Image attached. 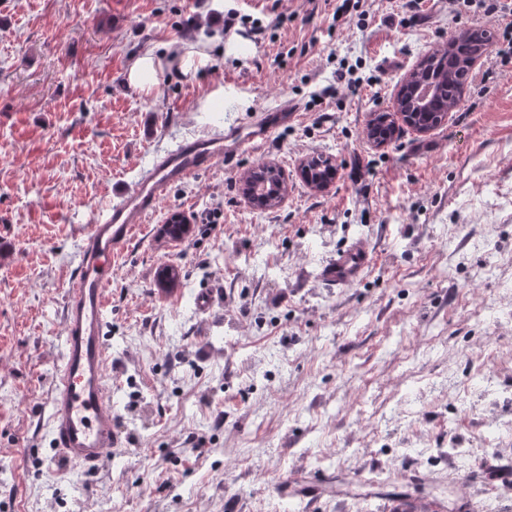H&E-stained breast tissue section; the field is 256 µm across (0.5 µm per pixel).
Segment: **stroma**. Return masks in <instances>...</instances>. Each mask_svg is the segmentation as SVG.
Returning a JSON list of instances; mask_svg holds the SVG:
<instances>
[{
	"label": "stroma",
	"mask_w": 512,
	"mask_h": 512,
	"mask_svg": "<svg viewBox=\"0 0 512 512\" xmlns=\"http://www.w3.org/2000/svg\"><path fill=\"white\" fill-rule=\"evenodd\" d=\"M365 8L359 25L326 0H0V512H305L278 493L300 466L348 486L314 512H460L464 480L480 507L512 512V482H482L512 464V445L484 440L487 416L512 414V64L489 46L438 127L383 147L366 136L425 55L512 14ZM231 12L264 38L225 29ZM149 49L172 62L148 98L125 73ZM202 51L212 65L183 70ZM343 56L365 83L319 98ZM286 100L297 124L173 187L113 261L121 443L98 471L65 462L45 407L79 227L159 150ZM316 157L338 169L322 192L299 171ZM269 162L288 196L256 210L241 177ZM175 213L181 241L163 232ZM355 236L371 273L323 285L320 265ZM164 265L180 272L170 291Z\"/></svg>",
	"instance_id": "stroma-1"
}]
</instances>
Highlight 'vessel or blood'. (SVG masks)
<instances>
[{
    "label": "vessel or blood",
    "mask_w": 512,
    "mask_h": 512,
    "mask_svg": "<svg viewBox=\"0 0 512 512\" xmlns=\"http://www.w3.org/2000/svg\"><path fill=\"white\" fill-rule=\"evenodd\" d=\"M299 118V107L281 102L255 114L247 123L202 129L157 152L153 166L118 200L99 210L81 232L79 258L65 292L59 364L51 377L47 430L55 450L88 471L98 470L108 450L120 443L109 404L110 353L105 290L112 262L130 245L136 230L154 215L171 189L189 177L211 170L220 160L266 147L273 134ZM368 242L355 239L326 259L321 278L348 288L370 273ZM326 487L322 474L298 473L296 482L280 485L283 494L309 505Z\"/></svg>",
    "instance_id": "1"
}]
</instances>
